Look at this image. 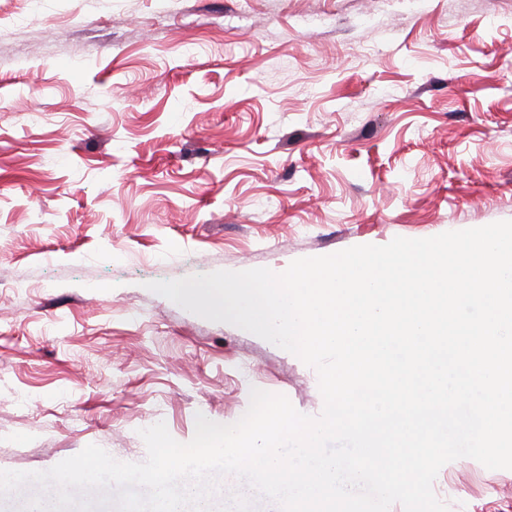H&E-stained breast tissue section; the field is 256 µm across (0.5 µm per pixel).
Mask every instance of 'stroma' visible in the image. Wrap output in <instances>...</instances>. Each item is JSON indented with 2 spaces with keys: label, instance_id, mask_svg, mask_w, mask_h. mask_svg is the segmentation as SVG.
<instances>
[{
  "label": "stroma",
  "instance_id": "stroma-1",
  "mask_svg": "<svg viewBox=\"0 0 512 512\" xmlns=\"http://www.w3.org/2000/svg\"><path fill=\"white\" fill-rule=\"evenodd\" d=\"M0 0V470L147 457L314 369L151 292L512 220V0ZM449 512H512L470 458Z\"/></svg>",
  "mask_w": 512,
  "mask_h": 512
}]
</instances>
